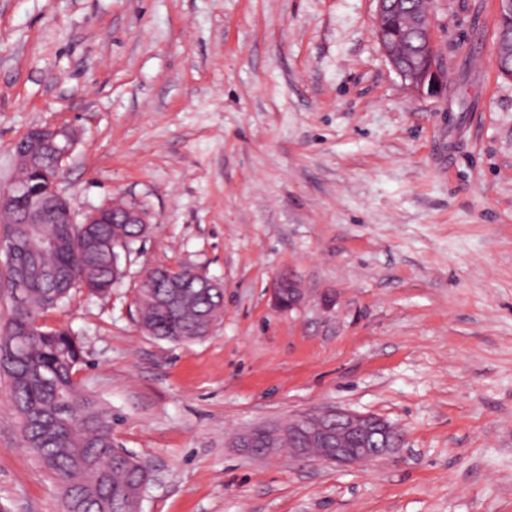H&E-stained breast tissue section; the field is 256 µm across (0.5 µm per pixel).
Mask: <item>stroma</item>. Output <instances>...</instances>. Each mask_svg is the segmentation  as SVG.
I'll return each mask as SVG.
<instances>
[{"mask_svg":"<svg viewBox=\"0 0 512 512\" xmlns=\"http://www.w3.org/2000/svg\"><path fill=\"white\" fill-rule=\"evenodd\" d=\"M432 12L439 98L389 65L375 0H0V188L16 141L65 123L75 211L151 225L108 296L42 319L147 464L141 512H512V79L497 0ZM178 266L224 285L192 342L146 334L135 304ZM334 406L401 447L337 466L234 445ZM0 512H64L2 384ZM273 299L277 306L292 308L301 300V289L288 277L280 278L273 288Z\"/></svg>","mask_w":512,"mask_h":512,"instance_id":"obj_1","label":"stroma"}]
</instances>
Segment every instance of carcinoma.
Wrapping results in <instances>:
<instances>
[{
    "mask_svg": "<svg viewBox=\"0 0 512 512\" xmlns=\"http://www.w3.org/2000/svg\"><path fill=\"white\" fill-rule=\"evenodd\" d=\"M15 181L43 184L36 167L51 174L59 156L46 149L35 159L17 154ZM6 224L13 237L15 264L62 270V283L34 275L26 288L25 306L12 309L0 327V377L20 419L25 446L71 496L64 512H124L125 501L144 483L147 465L133 455L116 454L112 414L103 410L75 379L83 363L77 338L66 329H48L40 318L65 304L71 292L86 288L104 296L122 274L121 255H129L142 238V224ZM55 248H44V240ZM161 269L144 278L136 298L139 323L149 335L191 341L203 333L224 306L222 288H182L172 298Z\"/></svg>",
    "mask_w": 512,
    "mask_h": 512,
    "instance_id": "carcinoma-1",
    "label": "carcinoma"
}]
</instances>
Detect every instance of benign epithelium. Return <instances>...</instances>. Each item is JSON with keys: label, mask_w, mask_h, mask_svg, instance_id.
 <instances>
[{"label": "benign epithelium", "mask_w": 512, "mask_h": 512, "mask_svg": "<svg viewBox=\"0 0 512 512\" xmlns=\"http://www.w3.org/2000/svg\"><path fill=\"white\" fill-rule=\"evenodd\" d=\"M498 39L512 38V0H498ZM395 4L377 0L376 37L383 52L407 88L418 94L442 96L447 89V77L434 53V20L430 0H414L399 23L401 34L393 31ZM30 151L37 154L46 144L60 143L63 158L73 153L77 139L68 125L48 123L28 131ZM21 192V186L9 185L0 192V223L10 224L14 214L6 205ZM62 224L76 223L71 208L38 193L29 195L28 207L22 223L42 224L48 216ZM29 267L12 265L0 286L7 289L17 306L24 304ZM277 306L292 308L301 300V289L288 277L280 278L273 288ZM264 447H255L254 433L240 439V447L255 455H267L282 447L280 438L288 435V454L295 458H313L325 463L346 466L370 464L400 447L402 436L397 428L384 418L340 408L322 410L313 415H301L288 421V428L263 429Z\"/></svg>", "instance_id": "1"}]
</instances>
